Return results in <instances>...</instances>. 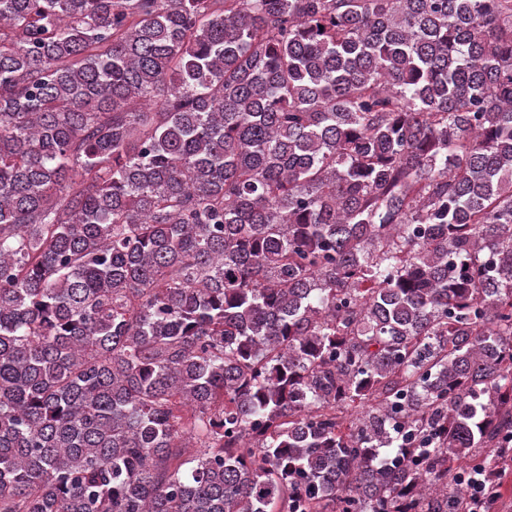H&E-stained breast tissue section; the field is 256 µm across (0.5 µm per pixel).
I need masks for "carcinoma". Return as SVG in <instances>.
Returning <instances> with one entry per match:
<instances>
[{
  "label": "carcinoma",
  "mask_w": 512,
  "mask_h": 512,
  "mask_svg": "<svg viewBox=\"0 0 512 512\" xmlns=\"http://www.w3.org/2000/svg\"><path fill=\"white\" fill-rule=\"evenodd\" d=\"M510 458L512 0H0V512Z\"/></svg>",
  "instance_id": "carcinoma-1"
}]
</instances>
